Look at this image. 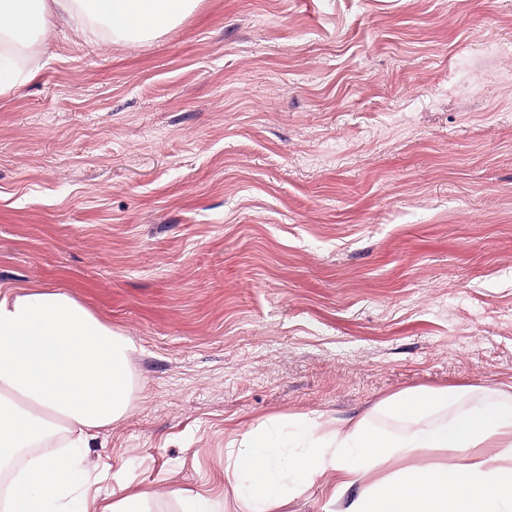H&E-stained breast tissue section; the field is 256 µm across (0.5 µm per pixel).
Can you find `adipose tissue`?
Here are the masks:
<instances>
[{"mask_svg": "<svg viewBox=\"0 0 512 512\" xmlns=\"http://www.w3.org/2000/svg\"><path fill=\"white\" fill-rule=\"evenodd\" d=\"M199 0H0V50L27 56L33 22L149 40ZM130 338L74 295L0 294V512H87L75 497L89 446L123 419ZM460 389L415 387L343 421L317 415L232 442L224 481L245 512H274L317 479L333 480L338 512H512V394L449 414ZM399 422L384 432L372 417Z\"/></svg>", "mask_w": 512, "mask_h": 512, "instance_id": "adipose-tissue-1", "label": "adipose tissue"}]
</instances>
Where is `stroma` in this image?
Listing matches in <instances>:
<instances>
[{"label":"stroma","mask_w":512,"mask_h":512,"mask_svg":"<svg viewBox=\"0 0 512 512\" xmlns=\"http://www.w3.org/2000/svg\"><path fill=\"white\" fill-rule=\"evenodd\" d=\"M25 65L0 291H70L135 344L92 512L121 478L242 512L227 445L271 416L512 385V0H202Z\"/></svg>","instance_id":"stroma-1"}]
</instances>
